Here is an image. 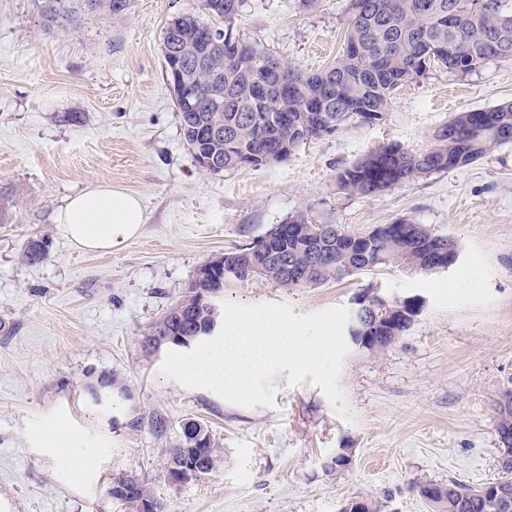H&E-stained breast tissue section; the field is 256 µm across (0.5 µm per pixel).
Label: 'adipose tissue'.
<instances>
[{
	"instance_id": "ef3b65f1",
	"label": "adipose tissue",
	"mask_w": 512,
	"mask_h": 512,
	"mask_svg": "<svg viewBox=\"0 0 512 512\" xmlns=\"http://www.w3.org/2000/svg\"><path fill=\"white\" fill-rule=\"evenodd\" d=\"M56 221L78 248L109 253L140 233L144 210L137 196L99 183L69 197Z\"/></svg>"
}]
</instances>
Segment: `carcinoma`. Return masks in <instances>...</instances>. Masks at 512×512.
<instances>
[{"mask_svg":"<svg viewBox=\"0 0 512 512\" xmlns=\"http://www.w3.org/2000/svg\"><path fill=\"white\" fill-rule=\"evenodd\" d=\"M205 11L232 29L240 0H223L224 10ZM131 0H44L46 24L66 29L80 12L126 14ZM210 26L192 14H178L166 24L162 47L174 46L181 56V78L198 91L190 107L176 104L184 140L194 153L224 158V169L261 167L288 159L304 141L330 134L358 116L371 123L382 119L391 98L400 87L422 76L432 64L450 72L466 74L492 60L512 61V0H353L342 54L316 73H307L255 45L239 41V50L229 53L210 45ZM284 86L267 98L256 95L259 82L267 78L266 65ZM217 130L219 141L199 138L200 131ZM512 143V102L459 112L438 128L432 143L422 150L386 146L342 169L339 186L347 191L375 196L389 188L433 173L471 164L492 149ZM299 230V236H279L277 247L282 265H269L254 252L255 244L224 254L233 261L230 276L215 270L195 278L187 295L174 304L153 327L147 345L155 348L170 334L185 337L189 347L209 336L214 311L200 305V293H224L223 280L264 278L282 288L312 287L340 280L380 266L397 265L430 274L454 266L458 243L433 234L425 225L399 219L377 227L367 256L358 254L359 239L334 224H313L298 213L281 225ZM320 243V266L309 265L304 245ZM49 245L44 239L28 242L21 253L27 264L43 261ZM419 302L406 298L388 300L365 296L353 311L350 336H370V352L383 351L409 329ZM86 392L97 405L116 394L127 393L120 378L107 371L90 377ZM499 438L512 439V394L497 402ZM182 441L171 449L169 464L182 461L191 451L198 475L212 472L220 460L215 442L202 424L190 421ZM499 476L480 488L455 481L423 482L420 495L432 512H512L499 493H512V450L498 455ZM122 489L129 500L147 499L155 512H166L143 480L127 475L112 482L109 493L118 498Z\"/></svg>","mask_w":512,"mask_h":512,"instance_id":"obj_1","label":"carcinoma"}]
</instances>
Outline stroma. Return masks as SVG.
I'll return each instance as SVG.
<instances>
[{
	"mask_svg": "<svg viewBox=\"0 0 512 512\" xmlns=\"http://www.w3.org/2000/svg\"><path fill=\"white\" fill-rule=\"evenodd\" d=\"M41 2L0 0V190L11 199L0 224V512H127L109 493L126 475L168 512H339L362 495L382 512H432L419 483L497 478V403L512 390V143L376 196L344 191L337 174L387 145L426 148L454 113L512 101V62L467 74L431 67L382 120L353 118L280 164L210 174L183 138L161 54L167 18L203 16L202 0H133L125 16L54 32ZM351 7L242 0L233 33L318 72L341 53ZM103 182L138 195L146 221L120 250L85 252L55 216L67 195ZM298 213L351 235L407 218L462 251L452 271L428 276L389 265L307 288L259 277L226 285L225 299L297 315L350 309L367 292L423 299L387 350L350 347L339 380L348 421L284 371L271 407L184 387L161 373L166 349L143 345L202 264ZM36 238L48 240L47 258L22 262ZM472 269L478 288L449 299V282ZM101 371L121 377L128 396L91 403L85 385ZM190 420L209 429L222 461L174 483L167 451ZM59 422L81 440L66 463L36 442ZM342 448L350 465L326 472Z\"/></svg>",
	"mask_w": 512,
	"mask_h": 512,
	"instance_id": "stroma-1",
	"label": "stroma"
}]
</instances>
